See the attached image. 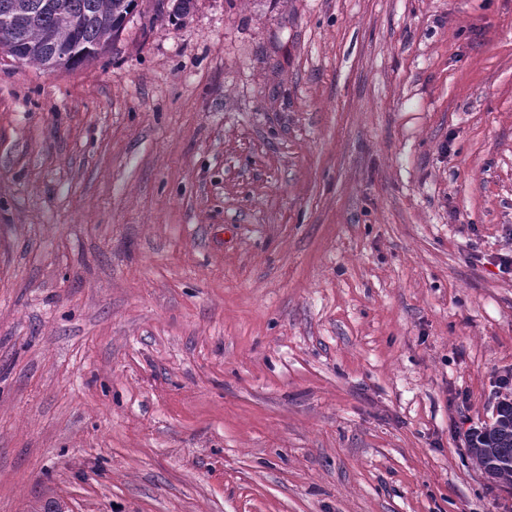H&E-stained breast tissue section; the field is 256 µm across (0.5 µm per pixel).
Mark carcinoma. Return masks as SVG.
Listing matches in <instances>:
<instances>
[{
    "mask_svg": "<svg viewBox=\"0 0 512 512\" xmlns=\"http://www.w3.org/2000/svg\"><path fill=\"white\" fill-rule=\"evenodd\" d=\"M135 0H0V43L14 59L72 71L105 54L125 28ZM471 459L498 486L512 488V399L468 436Z\"/></svg>",
    "mask_w": 512,
    "mask_h": 512,
    "instance_id": "obj_1",
    "label": "carcinoma"
}]
</instances>
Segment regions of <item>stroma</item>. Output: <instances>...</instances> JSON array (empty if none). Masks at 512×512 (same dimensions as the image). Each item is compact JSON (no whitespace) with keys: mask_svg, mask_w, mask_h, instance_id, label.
I'll return each instance as SVG.
<instances>
[{"mask_svg":"<svg viewBox=\"0 0 512 512\" xmlns=\"http://www.w3.org/2000/svg\"><path fill=\"white\" fill-rule=\"evenodd\" d=\"M172 7L0 50V512H512V0ZM468 448L491 482L512 488V399L500 401L495 420L468 436Z\"/></svg>","mask_w":512,"mask_h":512,"instance_id":"1","label":"stroma"}]
</instances>
